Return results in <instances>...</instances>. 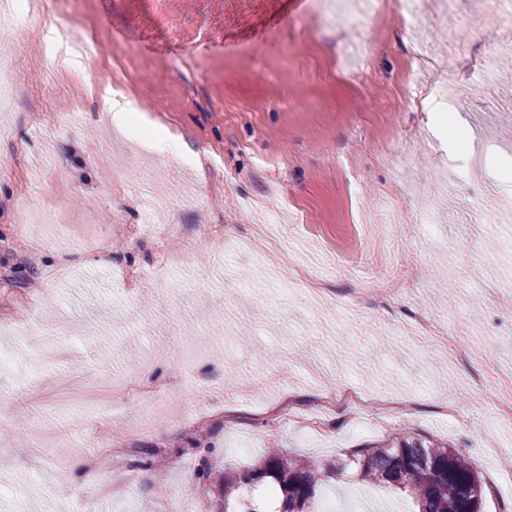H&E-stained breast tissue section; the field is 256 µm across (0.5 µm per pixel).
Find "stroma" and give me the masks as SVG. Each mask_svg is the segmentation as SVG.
<instances>
[{"instance_id":"obj_1","label":"stroma","mask_w":512,"mask_h":512,"mask_svg":"<svg viewBox=\"0 0 512 512\" xmlns=\"http://www.w3.org/2000/svg\"><path fill=\"white\" fill-rule=\"evenodd\" d=\"M359 0H46L0 17L11 74L62 65L86 93L63 99L0 93V321L33 311L57 343L34 349L0 332V512H199L224 473L276 449L335 463L310 508L413 512L411 500L362 480L356 449L404 438L460 449L486 484L482 512H512V425L480 390L512 359V86L489 51L512 44L503 8L487 0H420L406 27L388 13L359 24ZM320 10L324 34L307 30ZM86 39V59L62 61L47 23ZM129 97L190 160L145 150L105 110L113 54ZM211 163L202 171L200 157ZM280 232L298 263L327 282L315 306L238 252L235 240ZM36 242L27 262L12 244ZM188 246L168 270L164 252ZM130 268L135 284L119 269ZM416 274L414 292L353 310L370 277ZM444 317L448 347L396 343L390 327ZM486 340L481 364L460 348ZM135 373L154 401L130 394L75 409L54 398L64 378L91 389ZM351 391L322 432L271 425L277 406L316 408ZM455 404L461 425L440 411ZM407 405L404 413L391 407ZM131 490L99 496L103 463L88 444L101 422L130 431ZM90 459L98 481L71 473Z\"/></svg>"}]
</instances>
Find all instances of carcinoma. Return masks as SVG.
<instances>
[{
    "mask_svg": "<svg viewBox=\"0 0 512 512\" xmlns=\"http://www.w3.org/2000/svg\"><path fill=\"white\" fill-rule=\"evenodd\" d=\"M359 474L368 482L386 484L406 493L415 512H480L484 495L480 475L470 459L456 448L433 442L404 440L391 446L368 448L357 459ZM327 465L295 460L275 450L253 468L224 477L217 489L224 512H269L263 498L241 503L235 496L245 484L272 488L279 512H309Z\"/></svg>",
    "mask_w": 512,
    "mask_h": 512,
    "instance_id": "obj_1",
    "label": "carcinoma"
}]
</instances>
